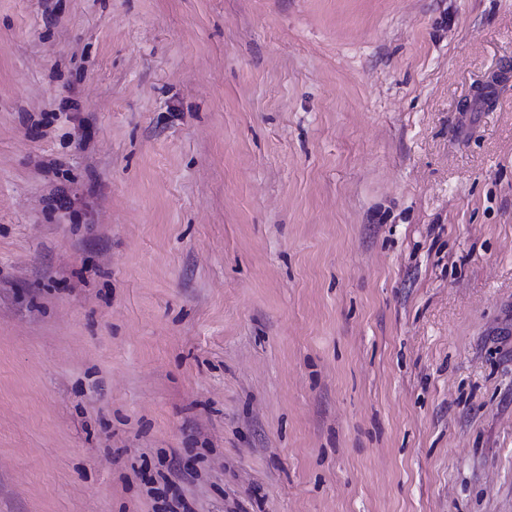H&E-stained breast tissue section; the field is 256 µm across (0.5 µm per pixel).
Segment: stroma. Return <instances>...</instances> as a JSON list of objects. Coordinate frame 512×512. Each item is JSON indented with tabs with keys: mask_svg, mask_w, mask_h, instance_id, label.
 Here are the masks:
<instances>
[{
	"mask_svg": "<svg viewBox=\"0 0 512 512\" xmlns=\"http://www.w3.org/2000/svg\"><path fill=\"white\" fill-rule=\"evenodd\" d=\"M171 493L512 512V0H0V512Z\"/></svg>",
	"mask_w": 512,
	"mask_h": 512,
	"instance_id": "1",
	"label": "stroma"
}]
</instances>
